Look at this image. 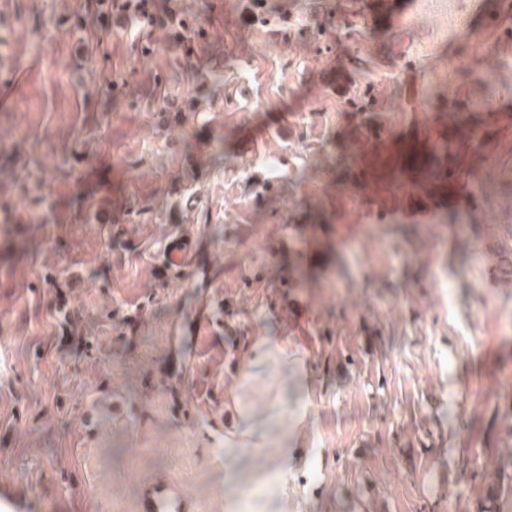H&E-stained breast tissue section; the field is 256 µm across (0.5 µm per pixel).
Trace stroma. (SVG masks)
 <instances>
[{
	"instance_id": "1",
	"label": "stroma",
	"mask_w": 512,
	"mask_h": 512,
	"mask_svg": "<svg viewBox=\"0 0 512 512\" xmlns=\"http://www.w3.org/2000/svg\"><path fill=\"white\" fill-rule=\"evenodd\" d=\"M171 4L191 57L92 0H0V482L23 512H138L161 476L198 512H512V279L479 257L512 227V93L482 223L442 224L465 191L316 164L363 149L364 87L406 145L441 111V5L353 40V0ZM178 230L205 275L156 281Z\"/></svg>"
}]
</instances>
